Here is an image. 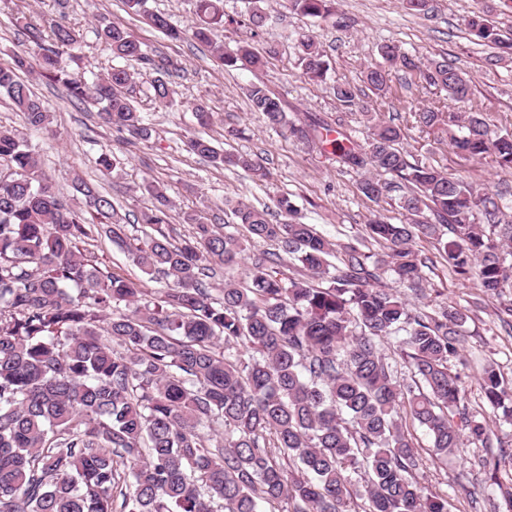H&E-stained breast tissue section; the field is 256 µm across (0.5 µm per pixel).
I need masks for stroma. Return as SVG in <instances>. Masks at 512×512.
<instances>
[{
    "mask_svg": "<svg viewBox=\"0 0 512 512\" xmlns=\"http://www.w3.org/2000/svg\"><path fill=\"white\" fill-rule=\"evenodd\" d=\"M266 20L258 31L234 25L233 20L246 9L245 0H224V12L231 24L217 33L218 41L235 48L247 41L259 51L270 52L265 69L246 66L219 67L209 50L191 40L169 41L144 23L141 17L126 12L122 0H0V64H8L15 51L29 47L26 34L14 25L17 16H27L35 25L52 18L82 30L84 42L69 68L93 81L113 65L110 51L98 37L101 25L115 24L132 32L144 43L150 55L177 61L175 77L178 95L171 107L155 104L151 83L157 75L150 66L132 61L129 92L146 123L152 129L149 141H130L105 124L87 106L70 102L60 87L49 86L30 74L29 82L53 115L56 136L27 128L20 113L0 98V126L18 130L35 150L36 157L52 179L61 201L80 206L71 184L82 178L109 192L126 210L139 213L151 206L145 189L150 181L165 184L174 204L171 222L176 234L190 230L183 224L186 211L202 213L209 223L224 225L232 218L226 200H239L258 208L273 207L281 195H289L304 221L338 243L361 242L371 252L380 247L371 243L366 222L373 211L388 216L399 214L400 188H392L379 201L365 198L358 189L360 176L339 164L331 146L312 147L290 134L288 129L266 123L260 113L251 111L246 87L264 82L278 95L289 115L300 123L326 120L341 127L357 143H364L368 129L361 109L339 106L333 95L338 82L362 85L367 67L379 64L381 45L394 42L407 50L433 57H447L468 73L473 81L469 101L454 104L457 112L482 111L492 124L512 130V61L488 67L493 50L470 35L466 21L473 12L486 10L503 34H512V0H430L425 15L407 11L402 0H337L336 8L347 19L346 27L303 17L290 12L284 0H266ZM310 32L330 65L323 82L308 79L299 65L296 39ZM386 97L369 96L372 109L396 118L404 133L402 145L413 159L441 167L449 176L464 177L489 191L505 194L504 203L512 208V171L500 169L492 156L472 159L456 153L440 134L420 131L411 111L439 100L435 89H422L404 82V75L390 71ZM203 104L212 115L208 126H200L193 112ZM202 134L222 149L260 158L268 175L256 180L240 168L219 167L207 159L190 154L187 137ZM112 151L116 168L108 174L98 171L95 159L101 151ZM86 248L99 261L135 282L145 298H153L164 288V281L143 274L127 255L107 238L88 242ZM414 248L432 260L425 270L423 293L410 296L414 307H457L468 309V333L448 366L461 377L466 404L471 413L487 422L486 444H464L448 455L447 465L435 464L426 451L429 438L423 428L411 426L419 451L424 452L420 481L448 499V512H495L501 501L498 488L485 481L481 459L498 448H512V424L492 411L481 388L483 370L494 366L505 381H512V327L500 319L502 301L512 300V289L502 297L485 295L477 280L464 279L443 263L437 244L431 239L417 240Z\"/></svg>",
    "mask_w": 512,
    "mask_h": 512,
    "instance_id": "stroma-1",
    "label": "stroma"
}]
</instances>
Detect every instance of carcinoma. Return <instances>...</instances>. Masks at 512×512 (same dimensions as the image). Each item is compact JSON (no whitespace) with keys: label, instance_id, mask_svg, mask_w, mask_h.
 Instances as JSON below:
<instances>
[{"label":"carcinoma","instance_id":"cac0c4a2","mask_svg":"<svg viewBox=\"0 0 512 512\" xmlns=\"http://www.w3.org/2000/svg\"><path fill=\"white\" fill-rule=\"evenodd\" d=\"M265 0H249L238 21L259 28ZM147 0H123L166 38L188 35L216 62H241L254 70L267 57L247 42L228 49L214 41L224 26L223 0H196V21L185 31L146 8ZM296 14L346 25L335 0H286ZM467 26L498 52L493 67L512 57V37L489 15L475 13ZM53 46L33 56L22 50L0 65V94L25 125L55 135L52 115L23 75L38 72L63 87L67 98L100 105L105 123L140 141L151 129L124 89L132 75L114 66L87 84L67 68L82 33L50 23ZM99 37L112 56L151 65V83L162 106L177 94L178 66L155 60L127 29L106 25ZM298 61L308 78L325 81L329 64L313 36L297 38ZM383 65L365 72L377 94L388 92L386 69H397L461 102L472 95L468 73L446 58L417 55L396 43L380 47ZM340 105H360L358 87L334 86ZM252 111L314 144L330 145L338 162L363 172L358 190L376 201L390 183L407 192L395 222L370 218L369 237L385 252L375 258L354 244L339 245L301 220L287 195L275 207L282 217L241 201H226L233 223L220 229L202 214L183 213L193 226L180 241L170 227L172 202L165 187L150 183L153 205L137 223L144 237L131 242L123 206L90 182L74 190L87 209L62 205L27 140L0 127V512H350L352 475L365 478L361 512H448V500L417 478L422 457L403 420L425 428L433 455L442 461L462 440L485 442L486 425L465 409L459 377L448 369L469 319L461 308H412L396 290L379 286L390 271L397 283L423 287L426 259L413 249L424 236L442 245L443 259L463 278L476 274L490 296L512 288V223L502 195L481 193L462 178L409 160L402 129L368 106L371 132L360 145L327 123L306 130L288 119L283 101L266 85L246 88ZM421 130L437 131L472 158L492 155L512 169V131L482 112L456 113L433 105L412 113ZM188 150L216 165L240 167L259 179L261 160L217 149L194 135ZM106 237L144 273L171 280L154 300L103 269L80 249ZM276 241L282 253L253 248ZM245 278L237 271L245 261ZM297 262L289 276L283 268ZM224 267L215 298L205 285ZM403 335L397 354L410 379L381 353L380 345ZM224 345H219V342ZM249 351L243 357L239 346ZM482 390L491 407L512 417V386L492 367ZM496 473L512 468V452L482 460Z\"/></svg>","mask_w":512,"mask_h":512}]
</instances>
